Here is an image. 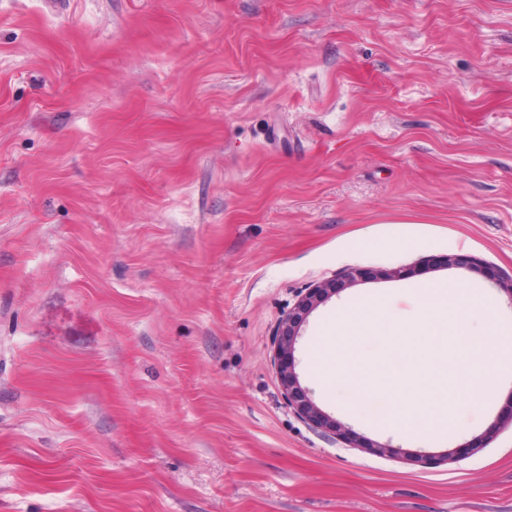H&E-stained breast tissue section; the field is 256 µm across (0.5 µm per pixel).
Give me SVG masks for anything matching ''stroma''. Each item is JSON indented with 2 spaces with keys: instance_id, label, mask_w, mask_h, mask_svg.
Instances as JSON below:
<instances>
[{
  "instance_id": "35a3bbf8",
  "label": "stroma",
  "mask_w": 512,
  "mask_h": 512,
  "mask_svg": "<svg viewBox=\"0 0 512 512\" xmlns=\"http://www.w3.org/2000/svg\"><path fill=\"white\" fill-rule=\"evenodd\" d=\"M349 267L295 356L352 443L272 362ZM510 274L512 0H0V512H512V373L420 435L315 364ZM364 273L358 268H347L340 276L316 283L298 295L294 305L285 314L273 344V362L282 395L295 414L316 428H328L345 441H352V433L335 418L325 413L312 399L296 372V344L309 315L344 288L356 285Z\"/></svg>"
}]
</instances>
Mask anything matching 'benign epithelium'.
I'll return each instance as SVG.
<instances>
[{
	"instance_id": "7a95c632",
	"label": "benign epithelium",
	"mask_w": 512,
	"mask_h": 512,
	"mask_svg": "<svg viewBox=\"0 0 512 512\" xmlns=\"http://www.w3.org/2000/svg\"><path fill=\"white\" fill-rule=\"evenodd\" d=\"M364 273L358 268H347L340 276L321 281L298 295L294 305L285 314L273 344V362L282 395L295 414L316 428H328L345 441L352 433L335 418L325 413L312 399L296 372V344L309 315L321 304L343 289L356 285Z\"/></svg>"
}]
</instances>
